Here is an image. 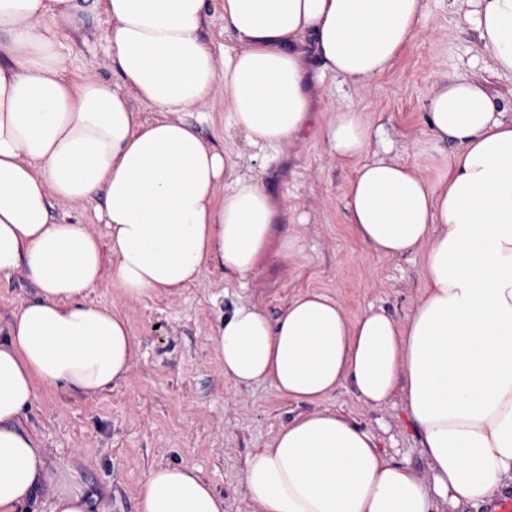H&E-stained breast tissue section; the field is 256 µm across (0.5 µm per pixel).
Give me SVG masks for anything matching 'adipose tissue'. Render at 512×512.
I'll list each match as a JSON object with an SVG mask.
<instances>
[{
	"label": "adipose tissue",
	"mask_w": 512,
	"mask_h": 512,
	"mask_svg": "<svg viewBox=\"0 0 512 512\" xmlns=\"http://www.w3.org/2000/svg\"><path fill=\"white\" fill-rule=\"evenodd\" d=\"M211 3L92 0L111 21L114 84L72 82L58 50L82 0H0V274L24 271L38 288L0 332V512H19L46 475L16 427L38 388L104 390L138 354L126 319L88 299L104 274L130 298L174 295L210 267L244 280L272 251L277 211L260 179L240 177L189 113L219 90L251 145L293 142L314 86L330 75L368 88L424 15V0H222L236 48L220 60L205 37ZM454 4L492 72L512 78V0ZM310 49L323 61L316 75ZM425 109L430 134L456 146L435 185L416 163L365 161L371 126L352 105L320 131L330 157L362 161L346 189L358 239L380 256L422 258L409 313L353 319L307 291L274 319L239 305L217 330L225 378L271 382L303 407L247 460L252 512H494L512 484V120L478 76L437 80ZM56 200L95 204L111 271L99 236L54 216ZM346 385L371 409L401 400L428 476L323 408ZM138 512H224V497L195 467L158 465Z\"/></svg>",
	"instance_id": "1"
}]
</instances>
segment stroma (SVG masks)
<instances>
[{
  "instance_id": "obj_1",
  "label": "stroma",
  "mask_w": 512,
  "mask_h": 512,
  "mask_svg": "<svg viewBox=\"0 0 512 512\" xmlns=\"http://www.w3.org/2000/svg\"><path fill=\"white\" fill-rule=\"evenodd\" d=\"M424 4L418 36L389 70L358 92L325 78L313 93L308 127L290 144L276 149L249 145L244 134L225 128L224 99L214 95L204 109L203 130L218 134L228 150L239 154L238 174L260 178L274 201L275 251L242 282L225 283L223 273L209 269L172 296L129 299L111 276H104L89 298L129 322L139 352L127 380L104 391L39 389L18 428L43 450L48 475L22 512H50L52 476L63 466L109 512H137L138 488L160 464L197 468L223 494L225 512H251L241 489L248 456L270 442L300 408L271 383L225 379L213 333L240 304L255 305L274 319L308 289L336 298L353 318L372 310L398 319L408 313L421 286V256H378L355 237L345 192L358 163L329 157L319 129L337 103L350 102L360 106L372 127L369 158L417 161L431 182L446 171L454 148L428 132L426 99L436 80L485 73L489 61L476 32L459 22L453 0ZM108 28L105 15L88 12L63 36L60 51L72 81L90 75L119 82ZM36 295V285L23 271L0 275V325ZM324 406L373 430L381 450L427 474L418 437L400 403L370 410L344 386Z\"/></svg>"
}]
</instances>
